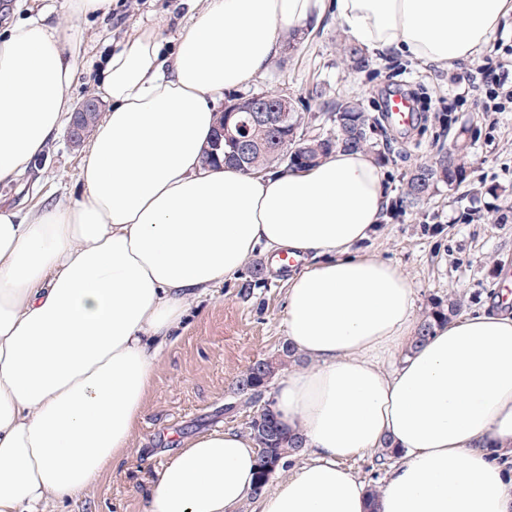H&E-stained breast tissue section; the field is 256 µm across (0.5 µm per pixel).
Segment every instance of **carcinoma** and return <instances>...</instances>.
<instances>
[{
	"label": "carcinoma",
	"instance_id": "1",
	"mask_svg": "<svg viewBox=\"0 0 512 512\" xmlns=\"http://www.w3.org/2000/svg\"><path fill=\"white\" fill-rule=\"evenodd\" d=\"M339 47L348 69L358 71L369 66V57L360 46L344 40L339 43ZM266 95L272 100L284 95L289 100L286 119L278 131L282 154L276 157L269 150L273 134L263 128L255 129L252 131L253 149L247 159L238 164V168L244 172L268 169L275 164H283L289 168L314 165L338 147L364 151L374 148L372 134L377 128L378 120L363 111L357 103L346 101L336 106V130L326 136H310L300 112L303 107L301 99L289 96L288 90L283 88L268 91ZM468 134V128H459L448 151L409 169L403 178L400 208H412L445 188L450 191L456 189L466 180L471 145ZM461 308V302L451 296L446 299H431L417 323L405 353L418 349L437 327L457 317ZM296 360L298 356L294 348L285 343L278 356L268 364V374L273 376L281 365ZM269 383L270 380L259 375L251 364L238 380L237 391L244 397V403L248 404L260 397ZM249 434L258 446L256 491L261 492L269 486L272 479L264 470V456H276L284 463L287 458L303 452L304 439L301 434L281 426L271 402L250 422Z\"/></svg>",
	"mask_w": 512,
	"mask_h": 512
}]
</instances>
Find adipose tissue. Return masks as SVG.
I'll list each match as a JSON object with an SVG mask.
<instances>
[{"label": "adipose tissue", "instance_id": "ef3b65f1", "mask_svg": "<svg viewBox=\"0 0 512 512\" xmlns=\"http://www.w3.org/2000/svg\"><path fill=\"white\" fill-rule=\"evenodd\" d=\"M332 13L352 43L451 65L474 60L512 0H192L171 54L137 30L102 71L109 108L81 195L0 207V512H40L117 470L158 359L191 300L257 249L301 259L285 330L312 360L275 386L310 455L255 493L250 436L187 440L147 512H512V315H462L399 367L414 335L405 273L359 252L386 205L363 151L246 173L205 163L228 91L268 69L284 33ZM80 31L29 16L0 29V184L23 176L73 111ZM391 440L377 497L343 460Z\"/></svg>", "mask_w": 512, "mask_h": 512}]
</instances>
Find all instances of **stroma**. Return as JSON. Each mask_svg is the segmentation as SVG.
<instances>
[{
	"label": "stroma",
	"instance_id": "obj_1",
	"mask_svg": "<svg viewBox=\"0 0 512 512\" xmlns=\"http://www.w3.org/2000/svg\"><path fill=\"white\" fill-rule=\"evenodd\" d=\"M185 16L176 0H117L107 14L78 21L84 50L70 90L74 101L97 94L95 79L107 58L138 28H158L166 50H173ZM341 31L336 19L324 16L319 25L306 30L300 50L280 49L265 74L251 84V92L288 88L305 102L309 132L317 135L333 130L336 102L355 100L379 117L386 88L408 83L423 114L410 134L387 130L388 160L382 169L391 203L401 195L406 171L448 149L454 132L468 127V182L397 215H384L359 249L406 273L417 309L451 292L462 299L464 313L495 308L502 266L512 263V112L491 119L479 110L485 98L486 58L442 67L394 52L372 56L367 69L351 73L336 45ZM454 74L475 86L466 102L453 97ZM81 158V148L58 135L18 186L0 189V205L77 197ZM287 280L269 255L257 252L236 276L191 303L179 340L159 358L123 465L77 499L49 504L47 512H144L150 483L186 440L208 430L247 433L258 409L236 404V383L254 360L276 355L286 341Z\"/></svg>",
	"mask_w": 512,
	"mask_h": 512
}]
</instances>
